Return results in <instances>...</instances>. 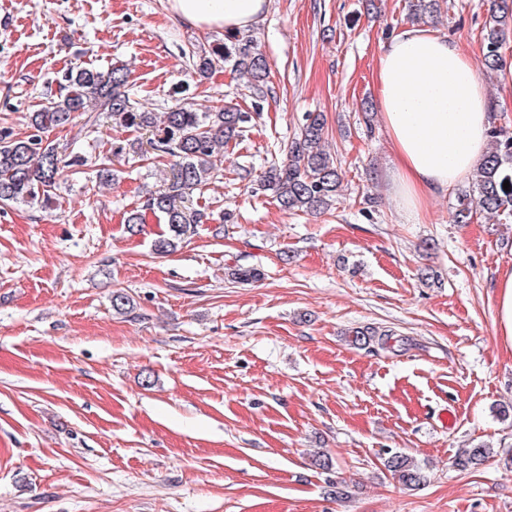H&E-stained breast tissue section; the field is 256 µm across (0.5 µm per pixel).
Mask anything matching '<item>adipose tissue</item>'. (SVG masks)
Here are the masks:
<instances>
[{
    "label": "adipose tissue",
    "mask_w": 512,
    "mask_h": 512,
    "mask_svg": "<svg viewBox=\"0 0 512 512\" xmlns=\"http://www.w3.org/2000/svg\"><path fill=\"white\" fill-rule=\"evenodd\" d=\"M177 18L236 33L264 18L269 0H170ZM376 107L394 156L392 191L420 218L428 200L483 163L490 103L469 58L437 30L411 25L381 46Z\"/></svg>",
    "instance_id": "adipose-tissue-1"
}]
</instances>
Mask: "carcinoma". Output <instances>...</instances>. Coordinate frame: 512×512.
Listing matches in <instances>:
<instances>
[{"label":"carcinoma","instance_id":"1","mask_svg":"<svg viewBox=\"0 0 512 512\" xmlns=\"http://www.w3.org/2000/svg\"><path fill=\"white\" fill-rule=\"evenodd\" d=\"M447 0H410L409 19L421 21L439 13ZM512 32V0H490L483 26V61L486 69L498 71L505 65L502 46ZM195 74L208 77L222 62L249 77L261 90L269 73V63L254 41L237 34L224 36V44L210 55H191ZM130 74L123 66L107 71L96 68L68 70L61 76L59 95L29 116L31 132L14 136L0 134V206L12 203L47 206L55 195L57 177L63 163L58 147L43 139V130L68 124L79 112H110L124 127H137L151 133L147 144L156 158L170 156L169 175L163 189L150 195L146 209L167 224L166 236L155 242V250H175L194 227L206 218L204 212L190 206L195 193L207 185L214 171L213 158L225 145L242 137L248 114L224 105L212 112H198L190 106L171 109L157 116L140 112L130 97ZM325 120L310 113L301 133L288 145L286 159L270 166L260 177L258 189L272 195L286 211L317 213L327 209L336 198L342 173L330 153L320 148ZM494 147L476 170L473 186L458 195L452 214L455 224H469L478 213L512 215V135L492 127ZM141 141L129 143L135 152ZM392 339L388 330L363 326L352 331L351 342L360 346L385 348ZM484 442L456 453L454 467L460 471L484 464L490 457ZM393 477L406 488L427 482L428 474L407 454L396 452L386 460Z\"/></svg>","mask_w":512,"mask_h":512}]
</instances>
